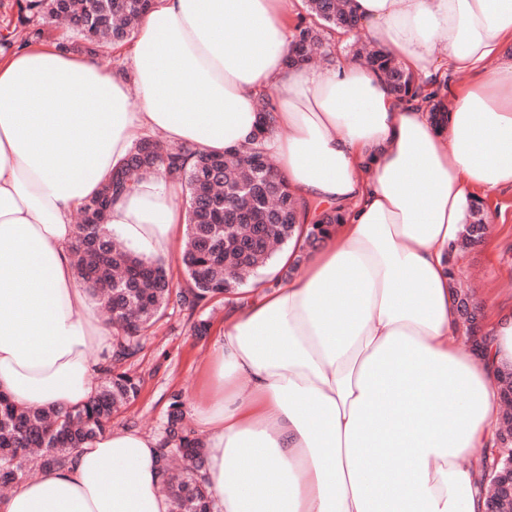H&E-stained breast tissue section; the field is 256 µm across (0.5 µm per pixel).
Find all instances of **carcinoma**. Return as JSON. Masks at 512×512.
Returning <instances> with one entry per match:
<instances>
[{
    "label": "carcinoma",
    "instance_id": "1",
    "mask_svg": "<svg viewBox=\"0 0 512 512\" xmlns=\"http://www.w3.org/2000/svg\"><path fill=\"white\" fill-rule=\"evenodd\" d=\"M305 4L310 21L294 27L290 67L307 64L316 46L325 48L324 56L331 58V35H348L359 27L351 0ZM16 6L18 23L30 37L42 34L40 28H29L36 18L83 22L79 33L88 50L102 40L121 44L130 39L151 0H16ZM365 61L399 99L422 96L415 78L382 50L366 51ZM260 112V125L249 142L222 155L198 151L190 165L181 148L164 152L156 139H137L124 172L83 204L81 212L91 217L90 223L75 225L73 266L79 280L99 298L109 323L120 330L113 341L112 363L82 406L28 408L0 392V486L12 487L31 477V455H36L39 470L63 466L76 451L110 431L112 415L140 392V380L122 365L136 356L146 333L167 309L173 305L193 311L203 302L237 294L244 274L267 267L277 249L293 240L306 203L268 163L263 143L273 120L269 98L262 99ZM148 172L177 180L187 190L186 240L180 257L186 288L173 287L165 262L146 260L120 247L104 228V210L112 196ZM340 218L334 209L323 212L309 225L305 243L322 241ZM158 451L161 487L170 512H212L207 487L198 479L202 448L185 422L179 393L170 396Z\"/></svg>",
    "mask_w": 512,
    "mask_h": 512
}]
</instances>
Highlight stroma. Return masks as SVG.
<instances>
[{
  "label": "stroma",
  "mask_w": 512,
  "mask_h": 512,
  "mask_svg": "<svg viewBox=\"0 0 512 512\" xmlns=\"http://www.w3.org/2000/svg\"><path fill=\"white\" fill-rule=\"evenodd\" d=\"M491 229L479 242L463 248L461 285L483 301L480 324H487L504 301L512 298V190L493 194L484 203ZM218 327L224 319V302L217 299L195 311L168 309L165 317L147 337L128 364L140 377L139 397L113 422L162 440L167 422L169 397L180 393L183 403L206 393L204 370L211 349L210 336L194 335L199 320Z\"/></svg>",
  "instance_id": "35a3bbf8"
}]
</instances>
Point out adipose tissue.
I'll use <instances>...</instances> for the list:
<instances>
[{"label": "adipose tissue", "mask_w": 512, "mask_h": 512, "mask_svg": "<svg viewBox=\"0 0 512 512\" xmlns=\"http://www.w3.org/2000/svg\"><path fill=\"white\" fill-rule=\"evenodd\" d=\"M364 35L447 91L398 100L346 57L285 63L284 0H156L131 43L75 53L40 38L0 53V392L69 407L94 392L114 331L76 279L71 216L145 129L220 153L251 138L309 205L341 214L304 273L279 252L247 299L224 301L193 401L213 512H485L512 371V309L478 351L460 341L453 259L474 202L512 188V0H352ZM121 51L127 75L99 62ZM139 108H132V99ZM182 185L140 178L106 228L150 260L180 251ZM153 438L115 429L0 497V512H169Z\"/></svg>", "instance_id": "ef3b65f1"}]
</instances>
